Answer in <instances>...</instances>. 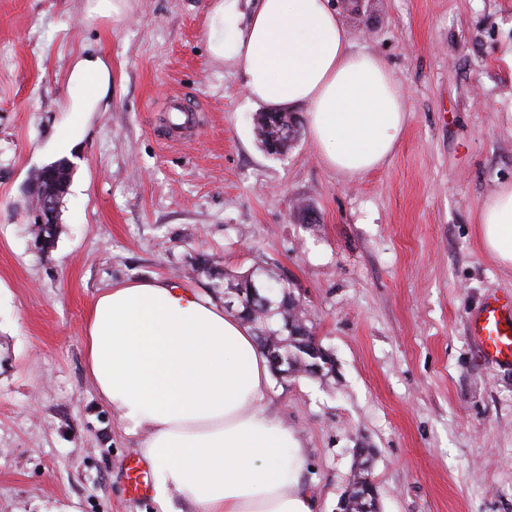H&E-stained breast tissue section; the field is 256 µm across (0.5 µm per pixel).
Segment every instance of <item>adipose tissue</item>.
I'll list each match as a JSON object with an SVG mask.
<instances>
[{"label":"adipose tissue","mask_w":512,"mask_h":512,"mask_svg":"<svg viewBox=\"0 0 512 512\" xmlns=\"http://www.w3.org/2000/svg\"><path fill=\"white\" fill-rule=\"evenodd\" d=\"M208 50L232 61L252 101L307 110L324 164L355 177L394 154L408 113L385 62L353 49L330 0H259L239 25L238 0H211ZM67 109L107 103L101 55L73 63ZM484 250L512 268V183L480 205ZM85 358L101 398L155 478L160 512H314L302 485L304 448L264 403L269 363L251 329L194 291L135 279L101 293L87 319Z\"/></svg>","instance_id":"obj_1"}]
</instances>
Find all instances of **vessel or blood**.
I'll return each instance as SVG.
<instances>
[{"instance_id": "vessel-or-blood-1", "label": "vessel or blood", "mask_w": 512, "mask_h": 512, "mask_svg": "<svg viewBox=\"0 0 512 512\" xmlns=\"http://www.w3.org/2000/svg\"><path fill=\"white\" fill-rule=\"evenodd\" d=\"M470 334L484 360L512 366V296H490L469 319Z\"/></svg>"}]
</instances>
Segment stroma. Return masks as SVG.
<instances>
[{
  "label": "stroma",
  "mask_w": 512,
  "mask_h": 512,
  "mask_svg": "<svg viewBox=\"0 0 512 512\" xmlns=\"http://www.w3.org/2000/svg\"><path fill=\"white\" fill-rule=\"evenodd\" d=\"M209 0H0V512H157L131 498L139 457L89 379L100 293L160 278L224 303V276L288 275L336 379H271L266 403L306 449L315 512H336L352 453L377 451L382 512H512V369L481 359L469 317L512 294L480 203L512 182V0H333L379 55L408 122L379 169L326 167L308 129L268 154L261 109L207 50ZM112 69L105 109H65L82 53ZM193 127L175 132L171 108ZM67 160L54 242L29 183ZM87 11L89 16L120 18L128 9L127 0H88Z\"/></svg>",
  "instance_id": "obj_1"
}]
</instances>
